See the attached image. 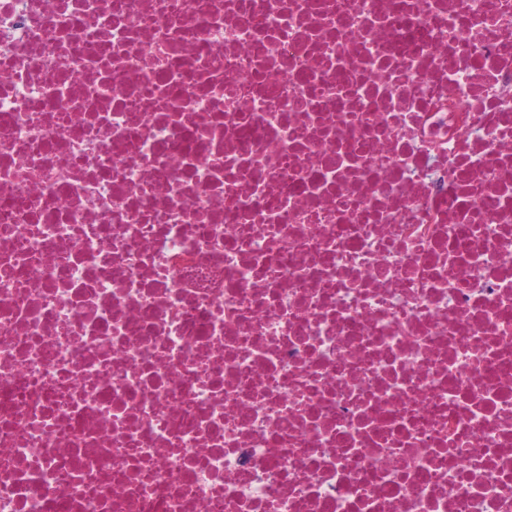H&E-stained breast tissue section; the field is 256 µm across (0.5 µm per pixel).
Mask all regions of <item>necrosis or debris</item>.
<instances>
[{"instance_id":"necrosis-or-debris-1","label":"necrosis or debris","mask_w":512,"mask_h":512,"mask_svg":"<svg viewBox=\"0 0 512 512\" xmlns=\"http://www.w3.org/2000/svg\"><path fill=\"white\" fill-rule=\"evenodd\" d=\"M0 512H512V0H0Z\"/></svg>"}]
</instances>
